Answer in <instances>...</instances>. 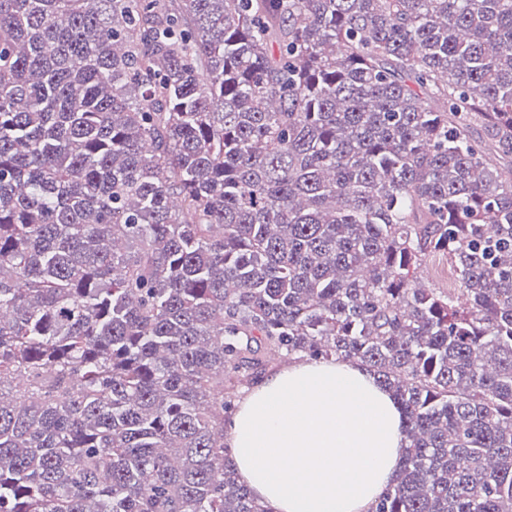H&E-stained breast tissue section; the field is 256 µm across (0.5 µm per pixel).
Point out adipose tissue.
<instances>
[{"label":"adipose tissue","instance_id":"obj_1","mask_svg":"<svg viewBox=\"0 0 512 512\" xmlns=\"http://www.w3.org/2000/svg\"><path fill=\"white\" fill-rule=\"evenodd\" d=\"M405 417L360 366L299 360L257 381L225 454L270 512H370L405 453Z\"/></svg>","mask_w":512,"mask_h":512}]
</instances>
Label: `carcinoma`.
<instances>
[{
	"label": "carcinoma",
	"instance_id": "cac0c4a2",
	"mask_svg": "<svg viewBox=\"0 0 512 512\" xmlns=\"http://www.w3.org/2000/svg\"><path fill=\"white\" fill-rule=\"evenodd\" d=\"M491 150L512 0H0V512H271L224 455L268 350L400 405L372 512H512ZM419 276L426 288H434L437 291L456 288V274L448 261V256L443 254H434L428 257Z\"/></svg>",
	"mask_w": 512,
	"mask_h": 512
}]
</instances>
